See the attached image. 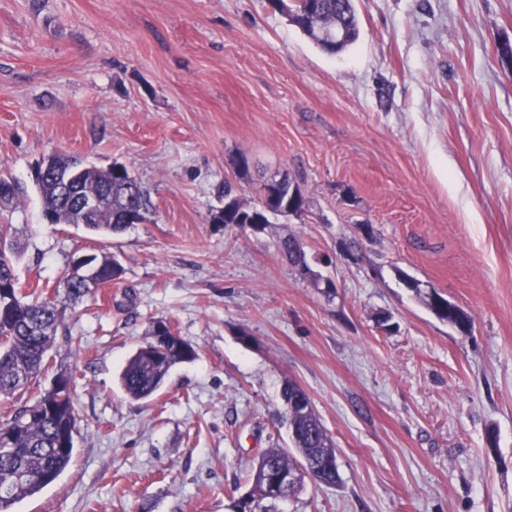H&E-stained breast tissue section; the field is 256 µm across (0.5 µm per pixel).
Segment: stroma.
<instances>
[{"label":"stroma","mask_w":512,"mask_h":512,"mask_svg":"<svg viewBox=\"0 0 512 512\" xmlns=\"http://www.w3.org/2000/svg\"><path fill=\"white\" fill-rule=\"evenodd\" d=\"M356 6L358 41L330 56L269 0H0L17 273L51 291L83 254L124 268L63 302L48 372L0 395L3 419L77 372L72 462L15 512H238L253 465L289 445L288 380L340 480L278 512H512V0ZM54 156L125 164L147 221L45 223L34 174ZM284 172L301 217L214 222L224 184L254 203ZM285 235L322 286L279 253ZM159 319L197 356L134 400L119 376Z\"/></svg>","instance_id":"1"}]
</instances>
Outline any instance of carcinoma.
<instances>
[{"instance_id": "obj_1", "label": "carcinoma", "mask_w": 512, "mask_h": 512, "mask_svg": "<svg viewBox=\"0 0 512 512\" xmlns=\"http://www.w3.org/2000/svg\"><path fill=\"white\" fill-rule=\"evenodd\" d=\"M270 4L282 12L290 24L298 28L321 51L336 56L345 52L360 36L359 19L354 0H291L283 7V0H270ZM78 163L59 157L50 158L51 173L36 179L42 215L49 216L52 224H77L81 216L68 203L58 183L52 177L55 171H66ZM84 189L106 197L103 208L85 228L97 235L109 236L122 232L128 225L126 213L134 208L148 211V197L140 182L112 175L109 170L85 166L79 176ZM234 209H221L225 224L239 223L238 214L249 211L261 217L262 227L270 224V217L283 216L280 203L272 197L251 204L239 198L233 199ZM0 241L7 243L0 250V284L9 289L12 301L0 304V394L12 395L38 378L47 368V358L55 346L56 332L62 312L53 298L43 296L34 288L30 291L20 286L16 262L20 253L17 229L12 224H0ZM279 250L295 266L305 265L299 243L291 235L279 240ZM124 269L115 259L107 257L98 261L96 277L100 284H110L121 278ZM70 300H77L90 292L85 276L77 268L59 282ZM415 295L436 316L448 319V299L441 298L438 306L432 305L431 293L420 288L419 283L409 285ZM156 342L140 347L129 359L120 375L123 391L132 399H145L155 394L164 384L173 366L191 361L195 352L185 354L167 347L163 357L155 354ZM306 393L295 383L288 382L282 389L285 405V422L288 425L296 455L284 448H271L258 463V469L266 465L286 471H296L303 461L313 462L325 449L333 447L323 424L315 411L302 414L290 412L291 403ZM76 418L72 403V386L62 390L49 388L39 395L30 406L16 411L11 418L0 422V433L8 441L0 445V485L17 472L26 479L9 483L6 493L0 492V512H11L21 500L32 496L52 483L67 468L74 449H63L60 440L74 438Z\"/></svg>"}]
</instances>
